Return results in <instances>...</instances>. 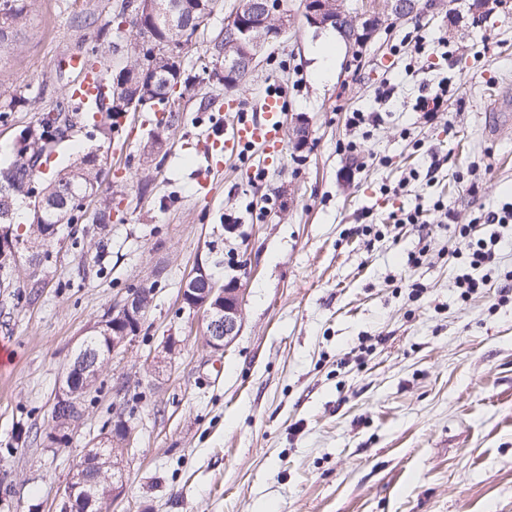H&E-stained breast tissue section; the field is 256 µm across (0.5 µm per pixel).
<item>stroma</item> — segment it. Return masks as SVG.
<instances>
[{
	"label": "stroma",
	"mask_w": 512,
	"mask_h": 512,
	"mask_svg": "<svg viewBox=\"0 0 512 512\" xmlns=\"http://www.w3.org/2000/svg\"><path fill=\"white\" fill-rule=\"evenodd\" d=\"M123 0H38L0 53V100L24 103L0 120V162L20 130L67 106L76 75L63 58L100 56L114 78L132 47L118 28ZM236 0H224L185 48L181 121L158 130L130 113L127 146L83 113L50 144L40 184L98 151L112 218L66 225L37 273L0 288V512H54L89 442L124 417L126 495L116 512H512V223H486L512 204V0H446L419 17L390 16L386 0H345L384 25L361 46L336 42L332 73L316 75L324 36L294 21L260 65L226 91L205 66ZM447 89L433 117L420 96ZM286 101L285 125L308 121L304 149L285 135L266 161L243 150L210 170L202 145L221 129V105L254 118L264 93ZM377 122L357 129L354 111ZM165 146L153 151L155 136ZM362 153L343 151L348 141ZM209 172L208 184L199 176ZM443 200L452 218L433 211ZM422 208L419 224H396ZM379 224L366 236L361 228ZM501 238L486 286L461 300L457 231ZM107 238L97 263L80 243ZM427 255L419 264L408 256ZM215 281H238L241 330L208 347L202 318L181 300L197 259ZM422 293H414L413 285ZM152 302L131 345L103 367L80 427L48 446L54 395L77 340L130 289ZM179 344L155 373L166 337Z\"/></svg>",
	"instance_id": "obj_1"
}]
</instances>
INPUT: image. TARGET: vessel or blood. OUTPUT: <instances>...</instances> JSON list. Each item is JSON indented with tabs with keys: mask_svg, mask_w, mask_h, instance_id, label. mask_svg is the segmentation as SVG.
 <instances>
[{
	"mask_svg": "<svg viewBox=\"0 0 512 512\" xmlns=\"http://www.w3.org/2000/svg\"><path fill=\"white\" fill-rule=\"evenodd\" d=\"M70 64L78 72V80L71 92L73 104L80 107L88 103L100 106L108 92L104 72L86 69L82 58L77 56L71 57ZM284 111L282 96L268 93L261 101L258 118L237 121L231 128L209 138L205 149L223 158L236 156L244 148L259 147L267 154L278 151L285 136Z\"/></svg>",
	"mask_w": 512,
	"mask_h": 512,
	"instance_id": "1",
	"label": "vessel or blood"
}]
</instances>
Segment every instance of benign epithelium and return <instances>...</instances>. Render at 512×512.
<instances>
[{"label": "benign epithelium", "mask_w": 512, "mask_h": 512, "mask_svg": "<svg viewBox=\"0 0 512 512\" xmlns=\"http://www.w3.org/2000/svg\"><path fill=\"white\" fill-rule=\"evenodd\" d=\"M200 2L179 0L163 11L165 26L172 34L170 39L156 42L145 34L143 26L134 29L138 61L131 72L125 73V77L129 78L127 88L134 89L136 82L154 74L161 57L169 62L170 72L180 69L183 50L207 25V12L202 10ZM443 5L444 0H389L391 13L397 17L423 14ZM133 6L140 21L154 18L160 12V5L155 0H135ZM233 19L236 43L241 52L229 55L215 49L208 62V71L215 80L226 74L238 84L249 75L265 46L288 29L291 17L284 7V0H251L247 6H241L235 11ZM304 21L316 31L328 29L333 24L346 39L368 38L379 29L378 17L371 15L359 24L355 18L343 13L335 17L324 6L323 0H307ZM154 102L155 99L143 97L138 92L131 93L116 103L113 108L114 117L123 119L127 113L151 107ZM10 249L15 262L23 259L32 271H37L35 250L28 240L16 236L10 241ZM181 299L188 309L203 316L204 337L211 349L224 350L238 335L242 319V289L234 284L220 285L212 279L208 260L197 261L181 293ZM146 310L142 290H133L121 303L112 307L111 312L103 315L91 328V332L105 342L113 355L130 344L135 332L139 331ZM87 340L85 336L76 343L70 361L61 373L53 408V429L47 435L52 443L70 431L82 414V392L74 380L79 377L86 384L95 381L106 363L98 353L88 348ZM131 437L130 425L118 420L113 424L111 432L93 441L92 448L84 455L86 463L77 466V474L58 494V512H77L82 504L79 491L90 485L105 488L104 495L99 499L102 512L124 496V453ZM108 446L112 447L109 456L103 453V449Z\"/></svg>", "instance_id": "1"}]
</instances>
